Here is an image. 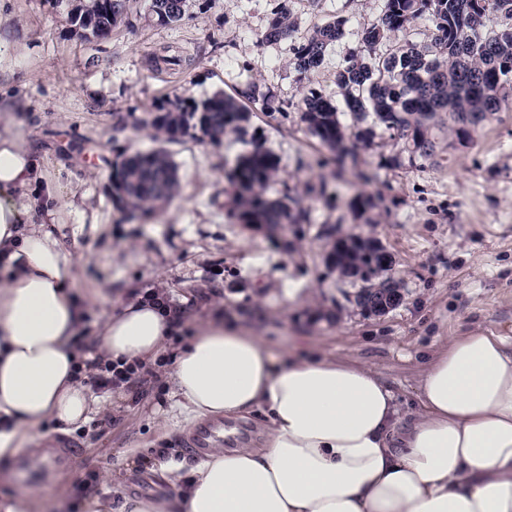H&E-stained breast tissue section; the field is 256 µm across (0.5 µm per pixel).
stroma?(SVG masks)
Returning a JSON list of instances; mask_svg holds the SVG:
<instances>
[{
	"instance_id": "1",
	"label": "stroma",
	"mask_w": 512,
	"mask_h": 512,
	"mask_svg": "<svg viewBox=\"0 0 512 512\" xmlns=\"http://www.w3.org/2000/svg\"><path fill=\"white\" fill-rule=\"evenodd\" d=\"M75 6H0V118H15L39 153L43 184L56 189L51 207L77 257L73 290L96 300L86 334L126 298L129 284L162 288L200 316L222 307L276 351L368 363L408 412L418 376L444 338L475 329L512 335V100L438 168L393 164L398 147L385 132L358 147L357 166H339L300 119L306 95L338 96L336 72L381 16L383 0H186L182 19L170 24L157 21L150 0H130L100 42L75 34ZM283 7L293 37L263 41ZM337 16L346 36L318 68L298 72L296 42ZM162 55L180 62L156 64ZM249 83L270 95L271 111L250 107L242 130L216 140L167 143L179 188L149 215L131 220L113 205L112 166L122 153L160 144L150 120L164 101L234 98ZM257 145L279 161L270 196L299 198L309 217L284 236L230 214L226 174ZM322 184L326 192L317 193ZM42 186L26 190V199H42ZM359 196L373 198L375 208L359 213ZM330 225L374 237L391 253L404 294L399 307L372 315L346 300L350 284L326 261ZM167 372L157 367L146 397L113 400L85 428L61 433L46 425L53 467L25 452L1 459L0 501L46 485L51 497L35 501L32 512H89L95 499L118 512L128 497L171 495L154 459L171 454L188 468L197 460L184 448L188 430L162 424ZM91 473L97 481L82 491Z\"/></svg>"
}]
</instances>
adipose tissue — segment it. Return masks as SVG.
I'll return each mask as SVG.
<instances>
[{
	"label": "adipose tissue",
	"instance_id": "ef3b65f1",
	"mask_svg": "<svg viewBox=\"0 0 512 512\" xmlns=\"http://www.w3.org/2000/svg\"><path fill=\"white\" fill-rule=\"evenodd\" d=\"M35 150L0 127V458L21 450L45 466L42 428L68 432L109 401L86 384L77 348L88 305L71 292L74 255L47 203H21L39 182ZM193 325V339L169 348ZM112 362L170 355L173 426L262 416V447L213 449L170 499L133 498L123 512H512V336L449 337L403 413L364 363L284 359L223 314L185 316L134 294L100 325Z\"/></svg>",
	"mask_w": 512,
	"mask_h": 512
}]
</instances>
